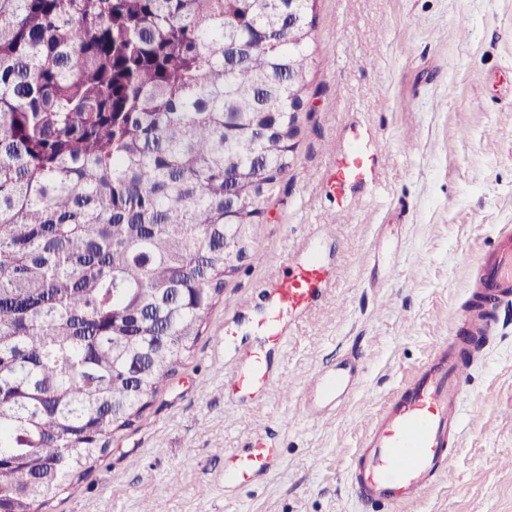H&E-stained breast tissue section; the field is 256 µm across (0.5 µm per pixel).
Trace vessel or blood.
Returning a JSON list of instances; mask_svg holds the SVG:
<instances>
[{"instance_id": "b4317fda", "label": "vessel or blood", "mask_w": 512, "mask_h": 512, "mask_svg": "<svg viewBox=\"0 0 512 512\" xmlns=\"http://www.w3.org/2000/svg\"><path fill=\"white\" fill-rule=\"evenodd\" d=\"M385 150L379 141L355 136L350 148L337 157L322 180L325 193L344 198L348 188L365 184L379 170ZM288 273L267 284L269 303L253 331L257 344L248 353L227 388L229 399L261 389L272 379L269 349L282 346L288 320L318 298L331 271L313 251L289 256ZM472 303L462 314L464 336L439 339L434 351L373 419L354 457L350 485L364 506H403L417 500L449 468L460 439L466 378L459 364L468 337L490 336L496 328L497 304L512 300V227L501 226L488 250L473 262ZM354 387L348 364L309 376L299 389L305 417L328 420L337 402ZM279 451L265 440H255L246 452L224 454V489L232 492L250 485L273 469Z\"/></svg>"}]
</instances>
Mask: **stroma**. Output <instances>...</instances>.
<instances>
[{
  "label": "stroma",
  "instance_id": "obj_1",
  "mask_svg": "<svg viewBox=\"0 0 512 512\" xmlns=\"http://www.w3.org/2000/svg\"><path fill=\"white\" fill-rule=\"evenodd\" d=\"M314 92L291 166L227 278L192 356L84 478L47 512H363L347 472L374 417L470 300L472 260L512 225V0H318ZM386 161L344 200L320 184L352 132ZM314 243L332 268L270 358L289 380L229 403L266 283ZM466 368L455 457L435 486L394 512H512V306ZM239 333L225 349L224 327ZM345 360L358 386L332 421L306 419L297 386ZM264 435L275 471L224 491V451Z\"/></svg>",
  "mask_w": 512,
  "mask_h": 512
}]
</instances>
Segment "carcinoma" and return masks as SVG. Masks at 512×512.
Masks as SVG:
<instances>
[{"label": "carcinoma", "instance_id": "obj_1", "mask_svg": "<svg viewBox=\"0 0 512 512\" xmlns=\"http://www.w3.org/2000/svg\"><path fill=\"white\" fill-rule=\"evenodd\" d=\"M309 22L303 0H0V512L76 490L191 356L224 233L231 272L261 261Z\"/></svg>", "mask_w": 512, "mask_h": 512}]
</instances>
